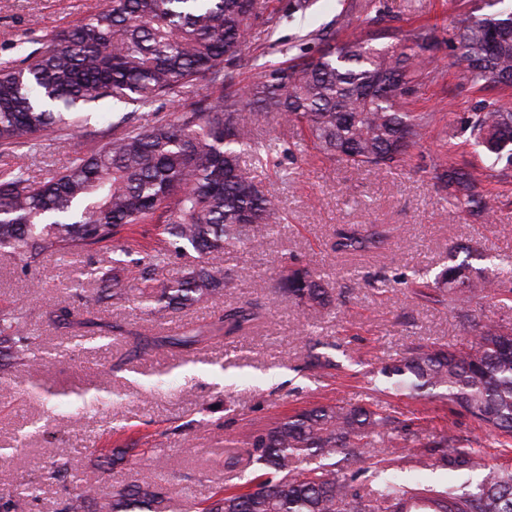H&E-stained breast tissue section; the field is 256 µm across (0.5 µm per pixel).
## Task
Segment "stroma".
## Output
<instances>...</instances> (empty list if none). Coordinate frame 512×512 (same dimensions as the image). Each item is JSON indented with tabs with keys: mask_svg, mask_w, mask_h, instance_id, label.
Listing matches in <instances>:
<instances>
[{
	"mask_svg": "<svg viewBox=\"0 0 512 512\" xmlns=\"http://www.w3.org/2000/svg\"><path fill=\"white\" fill-rule=\"evenodd\" d=\"M370 0H311L306 14H290L288 0H260V17L241 57V86L258 83L283 60L282 49L343 16L365 24ZM391 27L433 28L443 44L440 75L423 82L411 110L439 113L420 145L391 168L368 171L320 157L300 145L295 128L270 123L256 128L277 141V164L260 177L278 197L287 220L261 247L227 255L229 269H245L216 302L147 316L129 301L100 295L96 321L112 326L104 345H78L73 330L55 327L48 312L68 307L83 313L82 296L99 295L111 276L113 245L103 242L78 255L59 253L25 268L0 251V307L26 312L45 363L36 373L0 356V491L40 475L68 449L69 465L90 512H112V493L138 472L154 474L163 487L162 512H195L213 492L239 486L241 453L249 434L321 403L362 404L376 396L408 430L378 457L404 463L421 444L452 429L484 448L490 462L512 465V447L449 412L439 396L393 395L381 369L416 344L459 346L472 334L447 301L415 296L414 285L433 281L451 247L470 245L484 254L477 268L501 291H512V181L492 185L488 222L470 220L451 207L429 171L436 156L480 167L460 119L479 99L458 66L449 64L451 21L468 0H372ZM103 0H0V58L28 41L40 47L47 34L94 12ZM94 142L76 137L42 139L40 153L0 156V170L25 165L35 180L89 154ZM344 224H385L391 230L378 253L346 256L332 242ZM127 262L117 273L123 286L142 278L161 286L188 264L172 255L168 265L145 270V253L163 248L153 225L137 227L124 241ZM321 272L334 290L335 310L308 309L280 296L275 274L283 255ZM255 303L265 316L248 333L219 337L192 350L132 353L135 335L165 336L217 320L224 310ZM333 359L336 370L315 376L309 354ZM84 405H75L76 396Z\"/></svg>",
	"mask_w": 512,
	"mask_h": 512,
	"instance_id": "1",
	"label": "stroma"
}]
</instances>
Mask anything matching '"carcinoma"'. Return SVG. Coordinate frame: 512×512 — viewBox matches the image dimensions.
Wrapping results in <instances>:
<instances>
[{
	"label": "carcinoma",
	"mask_w": 512,
	"mask_h": 512,
	"mask_svg": "<svg viewBox=\"0 0 512 512\" xmlns=\"http://www.w3.org/2000/svg\"><path fill=\"white\" fill-rule=\"evenodd\" d=\"M503 0H474L460 11L448 43L451 64L463 67L471 85L512 88V8L485 13ZM258 0H105L75 24L51 34L21 59L0 60V152L32 149L47 132L60 138L97 141L91 155L36 181L22 167L0 170V248L25 267L57 252L78 254L136 224H157L176 253L191 248L200 260L160 288H139L138 304L151 314L216 300L243 271L221 272L216 261L234 249L258 247L283 223V207L265 189L258 170L275 151L273 140L252 127L275 119L305 130L327 158L357 168H390L422 141L434 114L411 112L407 97L419 81L436 78L437 40L428 30L389 32L394 42L373 44L376 35L311 32L316 56L291 55L265 70L247 93L233 90L237 63ZM206 80L219 94L203 95L172 121L145 127L134 119L96 127L69 116L103 103L150 107ZM467 141L489 165L468 170L433 162V178L448 202L475 220L490 210L480 190L512 172V110L500 99L478 101L463 120ZM389 229L350 224L336 231L333 248L355 254L383 248ZM112 258V296L120 299L118 272L124 248ZM450 264L433 285L448 291L461 318L488 282L469 259ZM278 288L312 308H326L329 294L305 267L283 260ZM258 314L245 304L224 312L212 328L243 333ZM204 330L178 336L137 338V350L191 347ZM37 337L27 315L0 309V355L34 366ZM399 391L443 388L452 413L512 440V330L484 322L454 350L418 344L382 369ZM405 429L376 401L358 406L322 404L253 431L245 448L253 466L244 490L218 492L200 512H512V468L489 463L480 448L453 430L440 433L416 454L413 473L444 470V486L403 474L370 449ZM367 466L337 467L336 456ZM65 488L61 512H88L71 481L68 454L41 473ZM37 491L28 482L0 494V512H25ZM162 501L155 476L116 490L112 512H156Z\"/></svg>",
	"instance_id": "1"
}]
</instances>
